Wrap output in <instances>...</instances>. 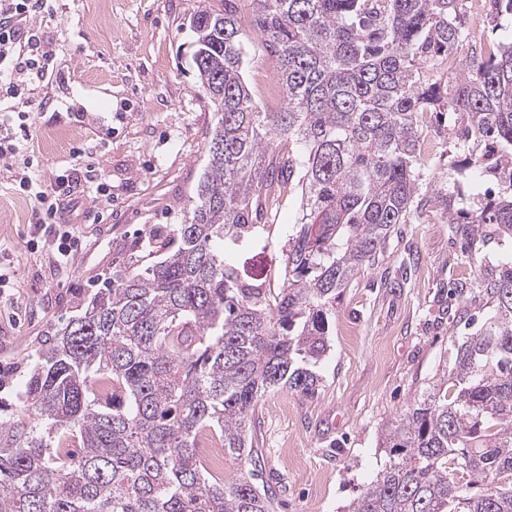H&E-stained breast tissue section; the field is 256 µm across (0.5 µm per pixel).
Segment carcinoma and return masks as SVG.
Returning <instances> with one entry per match:
<instances>
[{
	"label": "carcinoma",
	"instance_id": "carcinoma-1",
	"mask_svg": "<svg viewBox=\"0 0 512 512\" xmlns=\"http://www.w3.org/2000/svg\"><path fill=\"white\" fill-rule=\"evenodd\" d=\"M239 2L189 20L216 121L184 223L152 236V265L112 273L49 332L20 409L0 401V512H275L257 484L258 404L317 393L329 311L392 227L434 201L468 249L512 240V42L470 46L464 0H250L246 17ZM486 2L492 28L512 24V0ZM248 29L284 91L277 112L243 80ZM442 110L463 160L429 200L420 120ZM287 191L301 214L275 294L224 255L270 233L259 216ZM480 287V326L391 424L388 462L348 512H512V254ZM204 434L251 468L212 475Z\"/></svg>",
	"mask_w": 512,
	"mask_h": 512
}]
</instances>
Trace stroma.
<instances>
[{
  "mask_svg": "<svg viewBox=\"0 0 512 512\" xmlns=\"http://www.w3.org/2000/svg\"><path fill=\"white\" fill-rule=\"evenodd\" d=\"M221 0H56L42 24L58 82L33 127L29 151L45 181L64 174L76 210L68 220L79 246L69 264L32 222L35 209L0 166V401L16 403L44 334L75 314L112 272L154 261L141 245L182 223L205 162L213 125L207 95L191 67L189 19ZM243 77L261 110H277L280 89L254 33L244 38ZM84 112L88 121L73 120ZM457 133L450 114L423 126V193L448 186ZM299 213L290 194L264 216L269 242L229 253L243 273L271 290L285 277L288 226ZM476 282L479 259L448 235V216L430 207L396 225L378 262L336 300L332 350L314 397L280 390L257 408L255 440L276 512H345L387 460L378 440L397 415L455 355L449 275Z\"/></svg>",
  "mask_w": 512,
  "mask_h": 512,
  "instance_id": "stroma-1",
  "label": "stroma"
}]
</instances>
